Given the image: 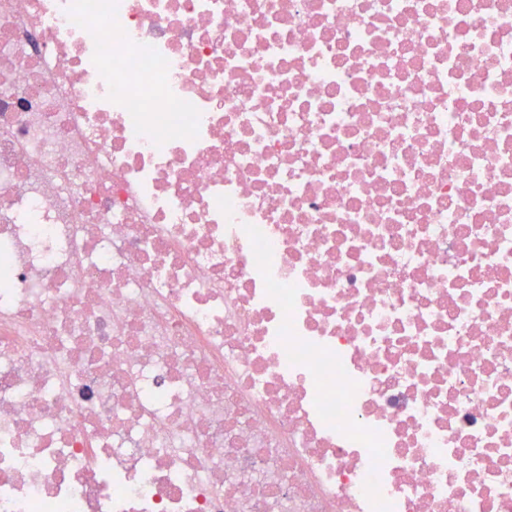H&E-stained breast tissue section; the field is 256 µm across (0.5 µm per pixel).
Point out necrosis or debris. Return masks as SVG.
<instances>
[{
    "label": "necrosis or debris",
    "mask_w": 512,
    "mask_h": 512,
    "mask_svg": "<svg viewBox=\"0 0 512 512\" xmlns=\"http://www.w3.org/2000/svg\"><path fill=\"white\" fill-rule=\"evenodd\" d=\"M0 512H512V0H0Z\"/></svg>",
    "instance_id": "4bbe7bcc"
}]
</instances>
